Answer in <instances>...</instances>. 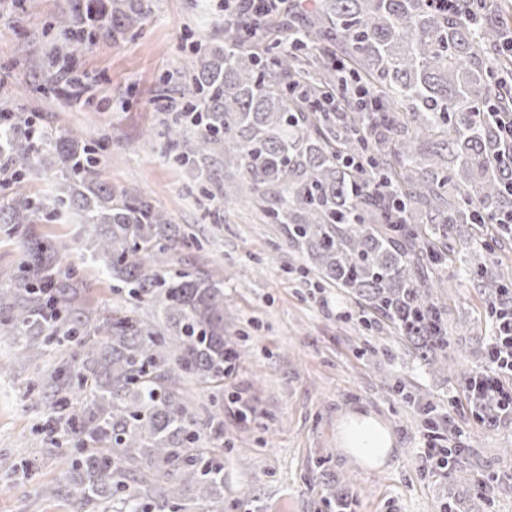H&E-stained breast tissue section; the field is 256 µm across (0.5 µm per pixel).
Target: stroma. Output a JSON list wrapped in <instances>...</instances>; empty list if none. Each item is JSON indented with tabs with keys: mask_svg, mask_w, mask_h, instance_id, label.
<instances>
[{
	"mask_svg": "<svg viewBox=\"0 0 512 512\" xmlns=\"http://www.w3.org/2000/svg\"><path fill=\"white\" fill-rule=\"evenodd\" d=\"M88 0H0V109L26 112L47 128L83 129L101 146L103 181L151 197L189 233L184 254L198 268L224 275V336L241 358L224 378V512H512V424L486 431L465 398L466 379L482 354L454 340L445 370L414 361L384 320L370 319L355 297L298 271L283 225L248 203L225 204L224 156L204 179L181 167L163 135L162 104L187 100L182 76L195 43L224 28V0H147L137 28H101L70 59L86 84L81 99L65 80L47 86L50 47L63 37L59 16L85 17ZM37 229L58 248V266L92 286L90 303L124 305L102 264L83 244L74 216L40 219ZM451 325L462 334L488 328V301L469 280L448 278ZM71 348L51 346L39 366L16 357L0 332V512H75L77 482L63 459L80 437L47 433L52 412L38 382ZM448 410L466 432L465 452L451 468L419 460L428 433L425 407ZM377 415L396 439L394 456L366 471L351 464L338 441L346 413ZM58 486L56 497L40 493Z\"/></svg>",
	"mask_w": 512,
	"mask_h": 512,
	"instance_id": "1",
	"label": "stroma"
}]
</instances>
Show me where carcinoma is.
<instances>
[{
	"mask_svg": "<svg viewBox=\"0 0 512 512\" xmlns=\"http://www.w3.org/2000/svg\"><path fill=\"white\" fill-rule=\"evenodd\" d=\"M144 8L145 0H112L110 14L86 18L88 31L57 18L66 44L52 57L81 52L103 20L135 28ZM306 11L288 46L255 51L245 22L196 45L185 117L165 136L200 177L224 150V201L247 200L286 226L288 248L311 270L378 313L414 356L446 368L454 329L439 283L448 239L460 224H489L512 208V164L490 115L495 102L509 107L499 29L428 0H312ZM340 44L353 74L366 77L368 98L338 116L319 103L346 96ZM366 102L381 109L374 126ZM29 123L19 112L0 127V172L16 185L0 207V234L24 253L0 289V330L28 361L54 340L77 348L69 371L58 366L40 381L51 423L85 438L67 467L81 478L84 512H224V375L240 352L224 341L223 275L173 262L185 237L151 198L101 180L80 129L36 147ZM46 155L59 180L50 195L30 196L24 182L41 175ZM51 207L93 228L85 248L132 307L100 311L78 300L83 282L60 272L52 243L26 229ZM459 243L480 256L461 275L495 305L509 304L512 274L477 239ZM182 381L210 393L206 417Z\"/></svg>",
	"mask_w": 512,
	"mask_h": 512,
	"instance_id": "1",
	"label": "carcinoma"
}]
</instances>
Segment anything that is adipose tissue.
<instances>
[{
    "label": "adipose tissue",
    "mask_w": 512,
    "mask_h": 512,
    "mask_svg": "<svg viewBox=\"0 0 512 512\" xmlns=\"http://www.w3.org/2000/svg\"><path fill=\"white\" fill-rule=\"evenodd\" d=\"M339 434L352 461L365 469L384 465L395 445L390 431L370 413L347 414L340 423Z\"/></svg>",
    "instance_id": "adipose-tissue-1"
}]
</instances>
